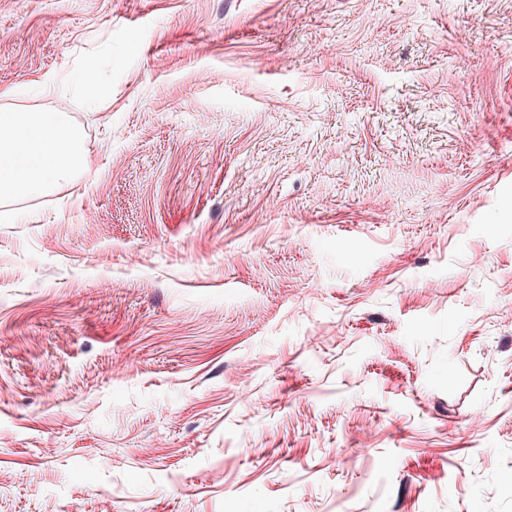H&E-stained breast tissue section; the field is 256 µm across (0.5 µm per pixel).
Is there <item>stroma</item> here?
<instances>
[{
    "mask_svg": "<svg viewBox=\"0 0 512 512\" xmlns=\"http://www.w3.org/2000/svg\"><path fill=\"white\" fill-rule=\"evenodd\" d=\"M0 512H512V0H0ZM84 164L80 132L58 115L1 111V199L44 194Z\"/></svg>",
    "mask_w": 512,
    "mask_h": 512,
    "instance_id": "35a3bbf8",
    "label": "stroma"
}]
</instances>
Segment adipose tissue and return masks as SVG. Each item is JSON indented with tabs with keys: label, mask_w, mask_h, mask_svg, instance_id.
<instances>
[{
	"label": "adipose tissue",
	"mask_w": 512,
	"mask_h": 512,
	"mask_svg": "<svg viewBox=\"0 0 512 512\" xmlns=\"http://www.w3.org/2000/svg\"><path fill=\"white\" fill-rule=\"evenodd\" d=\"M85 164L81 134L59 116L0 113V198L41 195Z\"/></svg>",
	"instance_id": "adipose-tissue-1"
}]
</instances>
